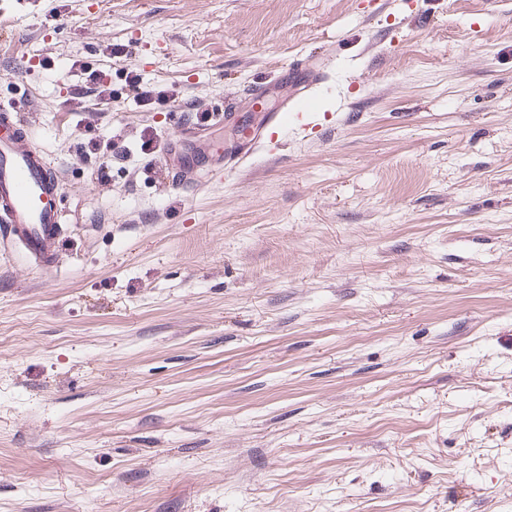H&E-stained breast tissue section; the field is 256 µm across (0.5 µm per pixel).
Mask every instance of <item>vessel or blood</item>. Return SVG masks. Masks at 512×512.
<instances>
[{
	"label": "vessel or blood",
	"mask_w": 512,
	"mask_h": 512,
	"mask_svg": "<svg viewBox=\"0 0 512 512\" xmlns=\"http://www.w3.org/2000/svg\"><path fill=\"white\" fill-rule=\"evenodd\" d=\"M58 169L35 145L20 107H0V234L42 269L59 261L64 220Z\"/></svg>",
	"instance_id": "obj_1"
}]
</instances>
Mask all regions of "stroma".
Masks as SVG:
<instances>
[{"mask_svg":"<svg viewBox=\"0 0 512 512\" xmlns=\"http://www.w3.org/2000/svg\"><path fill=\"white\" fill-rule=\"evenodd\" d=\"M0 10L67 225L0 248V512H512V0ZM85 130L82 134L87 140L84 142L87 157L94 158L95 160L104 158L108 152L112 153V139L104 135L96 134V129L91 123H86Z\"/></svg>","mask_w":512,"mask_h":512,"instance_id":"35a3bbf8","label":"stroma"}]
</instances>
